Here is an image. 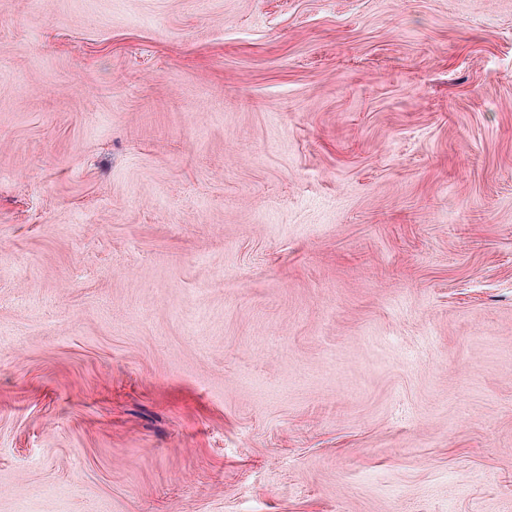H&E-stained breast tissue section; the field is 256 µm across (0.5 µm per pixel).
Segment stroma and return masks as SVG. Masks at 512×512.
<instances>
[{
    "instance_id": "stroma-1",
    "label": "stroma",
    "mask_w": 512,
    "mask_h": 512,
    "mask_svg": "<svg viewBox=\"0 0 512 512\" xmlns=\"http://www.w3.org/2000/svg\"><path fill=\"white\" fill-rule=\"evenodd\" d=\"M0 512H512V0H0Z\"/></svg>"
}]
</instances>
